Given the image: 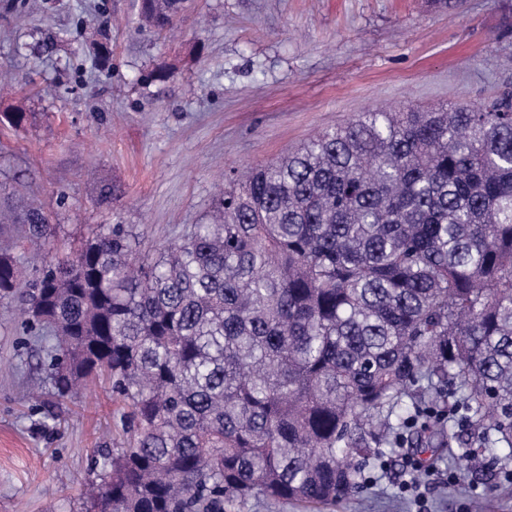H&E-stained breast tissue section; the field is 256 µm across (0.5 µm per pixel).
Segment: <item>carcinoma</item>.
Returning a JSON list of instances; mask_svg holds the SVG:
<instances>
[{"label":"carcinoma","instance_id":"obj_1","mask_svg":"<svg viewBox=\"0 0 512 512\" xmlns=\"http://www.w3.org/2000/svg\"><path fill=\"white\" fill-rule=\"evenodd\" d=\"M8 231L0 305L53 333L54 394L101 373L125 407L86 512L330 505L384 447L512 461L511 90L326 128L153 259L128 224L56 259L33 204L0 202Z\"/></svg>","mask_w":512,"mask_h":512}]
</instances>
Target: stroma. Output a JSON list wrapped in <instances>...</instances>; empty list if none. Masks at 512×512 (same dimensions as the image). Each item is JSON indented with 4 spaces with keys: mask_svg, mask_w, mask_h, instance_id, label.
Segmentation results:
<instances>
[{
    "mask_svg": "<svg viewBox=\"0 0 512 512\" xmlns=\"http://www.w3.org/2000/svg\"><path fill=\"white\" fill-rule=\"evenodd\" d=\"M0 0V183L58 224V249L129 224L155 256L205 221L231 170L298 148L359 114L477 104L512 88V0H191L172 27L140 0ZM111 198L99 202L101 187ZM43 342L0 308V512H85L99 449L121 439L108 382L60 400ZM408 452L390 448L360 495L322 512H414ZM429 466L431 512H512V472L490 453Z\"/></svg>",
    "mask_w": 512,
    "mask_h": 512,
    "instance_id": "stroma-1",
    "label": "stroma"
}]
</instances>
